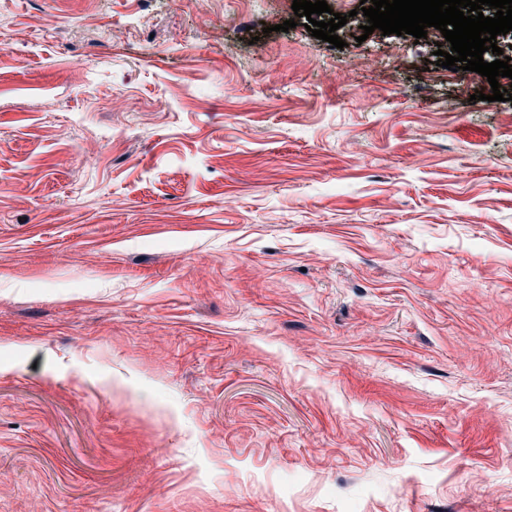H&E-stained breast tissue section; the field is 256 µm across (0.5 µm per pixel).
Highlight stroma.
Here are the masks:
<instances>
[{"label": "stroma", "instance_id": "obj_1", "mask_svg": "<svg viewBox=\"0 0 512 512\" xmlns=\"http://www.w3.org/2000/svg\"><path fill=\"white\" fill-rule=\"evenodd\" d=\"M326 2L0 0V512H512V100Z\"/></svg>", "mask_w": 512, "mask_h": 512}]
</instances>
